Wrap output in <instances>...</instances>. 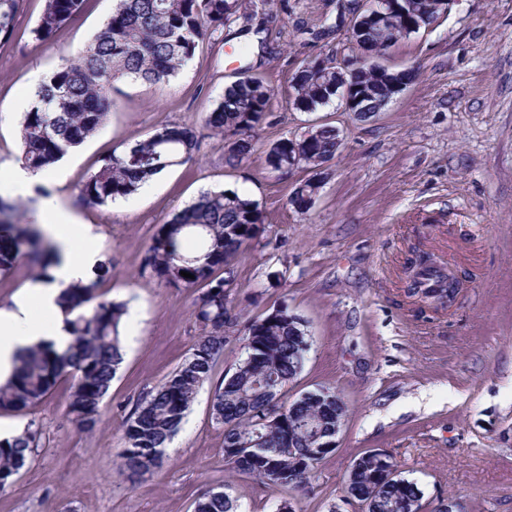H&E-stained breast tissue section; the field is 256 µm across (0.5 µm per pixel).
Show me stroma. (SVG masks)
Instances as JSON below:
<instances>
[{"instance_id":"obj_1","label":"stroma","mask_w":512,"mask_h":512,"mask_svg":"<svg viewBox=\"0 0 512 512\" xmlns=\"http://www.w3.org/2000/svg\"><path fill=\"white\" fill-rule=\"evenodd\" d=\"M272 15L266 48L242 22L212 39L169 82L122 83L103 128L59 162L62 182L14 197L24 222L40 200L57 198L94 226L100 259L111 261L103 299L138 318L124 361L90 434L65 412L70 380L24 412L0 410V433H36L31 461L0 492V512H194L209 489L227 486L242 512H277L282 496L232 474L224 429L211 399L244 355L236 330L199 391L163 468L129 482L118 467L122 423L139 399L190 355L200 336L193 288L141 275L154 231L201 192L232 189L255 201L264 229L237 268L230 299L243 318L285 307L306 320L311 346L288 399L339 391L348 413L335 451L320 463L312 494L292 493L298 512H358L343 504L354 458L382 449L416 482L425 508L452 498L459 512H512V0H452L431 29L410 35L390 62L414 79L382 112L361 121L335 99L292 109L290 79L317 58L354 57L333 24L337 0H244ZM46 0H25L12 39L0 43V167L19 162L21 99L35 76L75 57L111 17L114 0H85L80 13L43 40L32 37ZM260 61L274 88L253 160L224 162V140L204 117L239 77V58ZM171 124L195 126L194 159L166 171L127 205L89 207L80 191L110 156ZM317 125L339 130L342 147L304 213L288 197L310 170L282 175L265 151ZM417 250L435 253L468 281L447 309L421 313L407 296L404 268Z\"/></svg>"}]
</instances>
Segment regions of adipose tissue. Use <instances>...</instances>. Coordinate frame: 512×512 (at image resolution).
Listing matches in <instances>:
<instances>
[{
  "mask_svg": "<svg viewBox=\"0 0 512 512\" xmlns=\"http://www.w3.org/2000/svg\"><path fill=\"white\" fill-rule=\"evenodd\" d=\"M56 171L34 172L15 164L0 168V194L27 195L34 186L57 181ZM48 231L60 250V262L53 269V281L33 282L14 298L11 305L0 308V383L9 379L18 358L26 348L40 345L55 350L68 341L66 316L58 303L63 284L86 277L95 264L98 252L96 237L89 225L70 210L46 203Z\"/></svg>",
  "mask_w": 512,
  "mask_h": 512,
  "instance_id": "obj_1",
  "label": "adipose tissue"
}]
</instances>
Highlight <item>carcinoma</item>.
<instances>
[{
	"mask_svg": "<svg viewBox=\"0 0 512 512\" xmlns=\"http://www.w3.org/2000/svg\"><path fill=\"white\" fill-rule=\"evenodd\" d=\"M24 0H0V42L9 41L14 19ZM85 0H46L33 30L40 40L70 21ZM242 0H117L112 18L95 35L86 51L62 61L36 88L34 102L20 129L21 160L32 170L56 164L71 149L83 144L105 122L118 84L141 81L156 84L176 76L204 43L239 19ZM444 0H401V10L389 19L387 54L397 42L414 33L410 22L432 24L445 13ZM253 65L231 83L223 99L204 118L205 125L225 137L224 160L231 167L256 153L257 130L266 118L274 88ZM304 76L292 81L294 109L312 112L336 96V63L331 58L303 65ZM412 79V69L376 62L359 68L354 85L362 95L360 105L369 112L383 110ZM342 142L336 127L316 126L294 141L283 137L265 152V164L286 174L288 155L296 166L313 176L297 183L288 205L296 212L311 208L322 189L324 164L332 161ZM199 135L190 125H168L112 155L86 180L81 200L105 206L127 197L164 170L182 165L198 152ZM18 206L0 200V275L22 260L53 280L49 269L59 262L51 240L34 224L15 218ZM264 224L257 203L228 190L207 191L173 215L151 236L141 272L174 288H195L194 313L201 327L193 352L123 422L128 444L121 470L135 480L143 470L164 465L166 448L181 429L200 388L213 374L216 359L224 353L229 329L240 316L229 299L226 280L234 277L237 263ZM199 243L186 249L189 240ZM409 294L424 308H438L448 297L446 270L418 255L412 263ZM194 278H185L181 272ZM112 274L102 262L94 277L62 287L59 302L70 340L58 352L32 347L22 358L14 380L0 384V408L21 412L44 398L59 379L72 378L67 414L80 431L93 432L102 415V403L123 361L120 321L126 304L96 301L99 288ZM245 357L216 388L212 415L224 426V457L233 470L286 494L310 484L317 468L306 465L312 436L308 422L324 428L336 425V414H347L342 397L332 391L321 398L284 399V389L302 369L310 348L307 322L288 309H277L253 319L245 327ZM294 438V453L284 443L286 430ZM257 438L251 448L241 444ZM35 436L25 430L0 439V491L12 486L32 454ZM360 468L346 477L343 491L358 497L379 470L372 450L358 454ZM422 492L403 476L380 487L367 512H421ZM238 505L223 491L202 497L195 512H237Z\"/></svg>",
	"mask_w": 512,
	"mask_h": 512,
	"instance_id": "cac0c4a2",
	"label": "carcinoma"
}]
</instances>
